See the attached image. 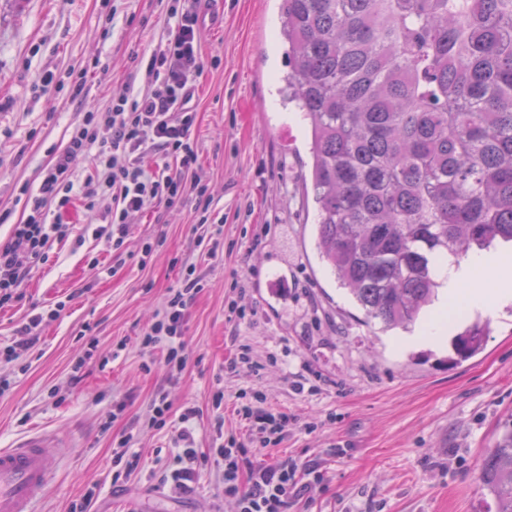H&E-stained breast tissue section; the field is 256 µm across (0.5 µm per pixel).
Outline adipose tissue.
<instances>
[{"instance_id": "obj_1", "label": "adipose tissue", "mask_w": 512, "mask_h": 512, "mask_svg": "<svg viewBox=\"0 0 512 512\" xmlns=\"http://www.w3.org/2000/svg\"><path fill=\"white\" fill-rule=\"evenodd\" d=\"M436 277L446 288L449 302H461L488 316L512 304V251L476 254L463 262L439 260Z\"/></svg>"}]
</instances>
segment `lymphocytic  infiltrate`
Returning <instances> with one entry per match:
<instances>
[{"label":"lymphocytic infiltrate","instance_id":"lymphocytic-infiltrate-1","mask_svg":"<svg viewBox=\"0 0 512 512\" xmlns=\"http://www.w3.org/2000/svg\"><path fill=\"white\" fill-rule=\"evenodd\" d=\"M196 2L177 0L170 8L173 23L144 66V83L130 84L127 96L113 101L108 111L87 112L72 124L68 141L53 152L37 189L26 191L25 219L11 225L7 237L0 240V308L22 300L20 288L32 269L46 263L53 244L69 235V225L49 220L48 215L53 209L67 210L73 200L84 201L93 234L109 253L121 249L131 217L150 201L173 208L184 195L195 194L199 221L207 223L211 200L195 173L198 154L191 139L195 114L189 107L193 86L204 70ZM149 151L175 156L176 166L165 164L146 171L141 159ZM86 154L92 157L95 174L80 182L74 177V165ZM199 290L198 281L191 277L171 289L143 339L145 346L165 351L172 380L179 379L187 363L183 327ZM64 307V302H57L19 326L13 344L0 346V363L18 361L22 352L38 343L37 328L56 320ZM265 402L261 396L256 405L242 404L237 409L254 442L263 447L280 439L289 422L287 415L272 412ZM194 416L191 407L180 416L178 448L166 474L174 488L188 492L203 467L210 465L220 472L227 493L238 496L240 512H285L289 498L299 491L294 467L252 457L234 442L212 449L210 455H199L190 425Z\"/></svg>","mask_w":512,"mask_h":512}]
</instances>
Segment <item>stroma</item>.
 I'll use <instances>...</instances> for the list:
<instances>
[{"mask_svg":"<svg viewBox=\"0 0 512 512\" xmlns=\"http://www.w3.org/2000/svg\"><path fill=\"white\" fill-rule=\"evenodd\" d=\"M170 0H0V212L20 223L22 187L37 188L54 150L88 107L107 110L161 40ZM281 0H201L204 72L191 106L197 175L223 217L224 249L209 256L192 226L195 196L174 209L155 203L133 217L122 248L106 255L81 207L65 215L72 233L0 310V343L33 310L58 301L21 364L0 366V448L41 427L67 441L39 512H238L213 468L190 494L160 488L184 408L196 411L202 452L235 439L250 445L236 416L239 396L258 392L291 422L262 459L297 464L307 485L288 512H485L479 464L512 418V304L448 321L457 336L477 321L489 333L475 357L451 363L448 344H408L441 314L425 308L408 328L366 320L317 249L308 184L310 140L301 113L279 95L287 71L277 40ZM54 82L42 86L44 74ZM86 75L87 102L68 98ZM111 266L96 276L93 260ZM203 285L183 339L188 360L168 382L161 349L143 336L187 267ZM248 346L256 370L224 366ZM89 359L78 385L70 377ZM303 392H296L295 383ZM57 398H50V391ZM171 405L165 424L147 423L157 392ZM223 400H216V393ZM141 470L116 476L113 450L125 433Z\"/></svg>","mask_w":512,"mask_h":512,"instance_id":"obj_1","label":"stroma"}]
</instances>
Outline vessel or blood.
Wrapping results in <instances>:
<instances>
[{"label": "vessel or blood", "instance_id": "1", "mask_svg": "<svg viewBox=\"0 0 512 512\" xmlns=\"http://www.w3.org/2000/svg\"><path fill=\"white\" fill-rule=\"evenodd\" d=\"M63 445L57 435L37 429L9 447L0 448V512H36Z\"/></svg>", "mask_w": 512, "mask_h": 512}]
</instances>
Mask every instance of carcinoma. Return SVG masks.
<instances>
[{"label": "carcinoma", "instance_id": "obj_1", "mask_svg": "<svg viewBox=\"0 0 512 512\" xmlns=\"http://www.w3.org/2000/svg\"><path fill=\"white\" fill-rule=\"evenodd\" d=\"M280 36L322 257L367 318L404 326L434 257L512 242V0H283ZM484 338L473 326L454 355ZM479 480L512 512V424Z\"/></svg>", "mask_w": 512, "mask_h": 512}]
</instances>
